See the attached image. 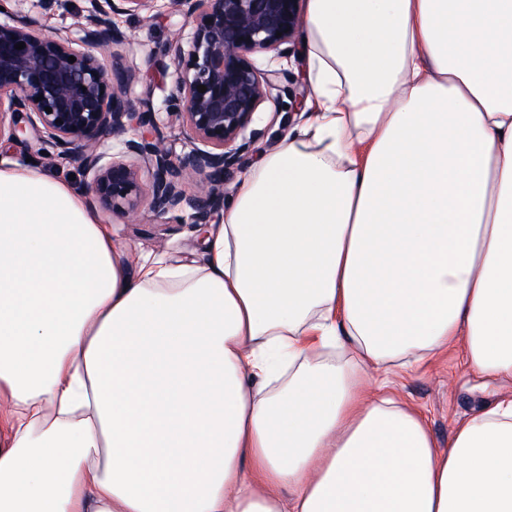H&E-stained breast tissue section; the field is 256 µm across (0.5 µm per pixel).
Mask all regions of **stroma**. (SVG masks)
Masks as SVG:
<instances>
[{
	"label": "stroma",
	"mask_w": 512,
	"mask_h": 512,
	"mask_svg": "<svg viewBox=\"0 0 512 512\" xmlns=\"http://www.w3.org/2000/svg\"><path fill=\"white\" fill-rule=\"evenodd\" d=\"M112 20L128 36L123 52L139 74L138 83L124 96L128 111H141L148 95L152 96L155 108H162L175 83L174 70L165 66L166 49L173 32L183 23L182 16L164 8L155 16L122 13L113 15ZM288 103V97L283 96L278 104L264 105L265 135L251 146L241 166L225 174V199L236 195L243 178L256 167L262 154L286 134L278 109ZM99 216L109 224L115 239L134 246L132 265H139L145 258L159 257L194 266L207 262V226L192 227L170 214L157 217L148 213L132 220L103 210ZM392 389L425 411L432 437L444 446L451 437L455 419L469 417L511 393L512 382L494 381L466 368L459 352L452 349L428 361L413 375H393Z\"/></svg>",
	"instance_id": "35a3bbf8"
}]
</instances>
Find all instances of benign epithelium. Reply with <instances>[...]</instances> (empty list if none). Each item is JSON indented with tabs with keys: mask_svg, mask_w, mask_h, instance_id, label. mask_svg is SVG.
Listing matches in <instances>:
<instances>
[{
	"mask_svg": "<svg viewBox=\"0 0 512 512\" xmlns=\"http://www.w3.org/2000/svg\"><path fill=\"white\" fill-rule=\"evenodd\" d=\"M54 2L0 0V138L25 145L30 134L54 150L51 157L78 160L105 210L187 212L192 225L207 223L224 206L225 172L262 134V105L279 100V71L257 68L252 57L285 53L302 25L301 0H168L184 23L166 51L176 79L164 113L150 100L141 112L126 111L122 93L139 77L113 49L124 36L112 23L119 12L158 11L160 0H88L84 22L69 33L26 12L28 4L46 10ZM20 42L26 47L15 49ZM94 48L109 51L110 65ZM169 122L183 129L178 154L163 136L138 134ZM108 133L129 138L121 156L107 160L99 141ZM194 180L199 191L191 196L185 184Z\"/></svg>",
	"mask_w": 512,
	"mask_h": 512,
	"instance_id": "1",
	"label": "benign epithelium"
}]
</instances>
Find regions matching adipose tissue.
I'll use <instances>...</instances> for the list:
<instances>
[{
	"label": "adipose tissue",
	"mask_w": 512,
	"mask_h": 512,
	"mask_svg": "<svg viewBox=\"0 0 512 512\" xmlns=\"http://www.w3.org/2000/svg\"><path fill=\"white\" fill-rule=\"evenodd\" d=\"M304 120L205 266L131 273L86 191L0 158V512H512V0H306ZM391 379L395 393L425 411L429 431L441 446H447L455 419L469 417L512 392L511 381H494L466 368L455 349L411 376L399 373Z\"/></svg>",
	"instance_id": "ef3b65f1"
}]
</instances>
